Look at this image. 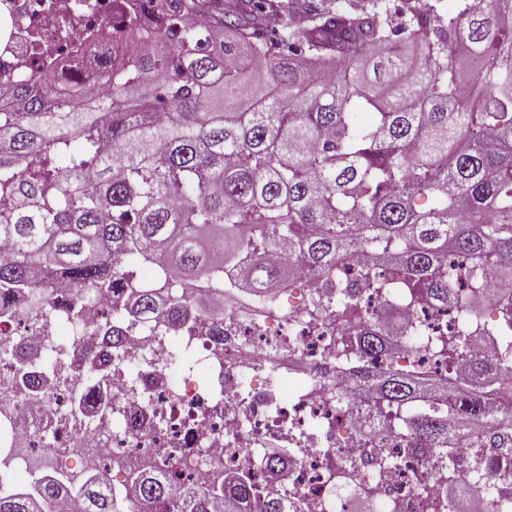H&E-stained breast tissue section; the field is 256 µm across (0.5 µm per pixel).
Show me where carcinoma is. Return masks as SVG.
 Masks as SVG:
<instances>
[{
    "label": "carcinoma",
    "instance_id": "1",
    "mask_svg": "<svg viewBox=\"0 0 512 512\" xmlns=\"http://www.w3.org/2000/svg\"><path fill=\"white\" fill-rule=\"evenodd\" d=\"M142 2L113 17L127 51L112 65L73 74L64 94L50 77L38 93L20 83L0 109V244L13 252L0 290L40 310L62 283L89 296L118 280L135 313L166 312L178 329L201 288L261 301L299 269L355 314L343 271L359 263L371 292L390 287L385 267L414 299L460 304L473 332L494 335L479 304L512 293V0H456L453 12L444 0ZM146 264L166 295L144 287ZM485 269L501 276L491 292ZM363 319L330 355L373 388L378 427L403 421L404 436L440 449L488 411L512 424L495 390L511 344L478 358L466 337L435 336L450 370L433 379L387 357L374 314ZM133 485L146 512L241 500L288 512L278 490L238 474L207 495L152 469ZM0 512H63L59 487L0 496ZM78 512H116L114 499L88 485Z\"/></svg>",
    "mask_w": 512,
    "mask_h": 512
}]
</instances>
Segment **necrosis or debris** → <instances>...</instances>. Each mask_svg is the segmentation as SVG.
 <instances>
[{"mask_svg": "<svg viewBox=\"0 0 512 512\" xmlns=\"http://www.w3.org/2000/svg\"><path fill=\"white\" fill-rule=\"evenodd\" d=\"M119 4L130 13L139 0H0V106L9 107L3 92L16 83L43 85V70H18L19 59L43 54L60 75L98 64L100 53L71 48L106 42ZM308 284L303 277L277 289L259 308L233 297L223 318L196 315L176 337L166 319L147 324L127 313L130 294L119 284L89 301L59 289L51 315L6 295L0 345H21L30 358L0 355V494L20 482L35 496L50 480L77 488L96 479L121 512H139L128 489L148 464L180 488L246 472L256 486L278 489L288 512H350L349 499L336 494L342 468L371 512H512V473L475 472L471 434L451 441L452 485L429 478L439 465L434 450L411 449L386 431L367 437L371 395L350 384L351 367L326 355L337 329L353 336L360 322L337 321L332 307L312 316ZM353 296L378 315L401 359L412 337L459 333L470 320L457 306L405 302L397 288L381 297L357 288ZM113 319L124 330L122 358L100 380L89 364ZM180 350L197 355V370L176 373ZM339 384L348 388L341 401Z\"/></svg>", "mask_w": 512, "mask_h": 512, "instance_id": "necrosis-or-debris-1", "label": "necrosis or debris"}]
</instances>
